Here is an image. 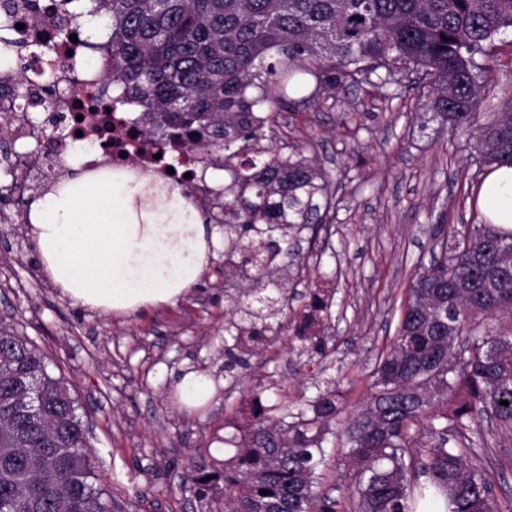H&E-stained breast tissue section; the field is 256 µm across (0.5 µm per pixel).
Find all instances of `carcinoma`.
Masks as SVG:
<instances>
[{
    "label": "carcinoma",
    "mask_w": 512,
    "mask_h": 512,
    "mask_svg": "<svg viewBox=\"0 0 512 512\" xmlns=\"http://www.w3.org/2000/svg\"><path fill=\"white\" fill-rule=\"evenodd\" d=\"M38 0H0V71L16 68L11 32ZM95 19L109 60L102 91L132 129L175 168L197 156L224 171V336L241 378L288 316V277L301 268L292 241L328 230L331 182L300 150L273 144L278 105L308 108L355 86L374 100L410 69L429 77L428 105L467 135L469 157L512 167V86L498 111L472 126L488 47L512 28V0H96L56 29L65 43ZM44 94L26 75L12 89L17 117L39 124L51 106L59 62L30 44ZM382 71L378 81L371 75ZM440 246L407 290L398 332L378 364L366 405L342 420L355 473V512H512L483 469L478 420L512 427V229L485 220L463 244ZM334 294L318 288L300 315V351L330 355L324 339ZM453 326V343L445 341ZM342 394L325 383L291 406L256 394L214 435L235 448L199 460L188 481L200 502L224 512H335L316 492L327 466L330 422ZM506 400L504 406L500 401ZM428 422L429 442L416 435ZM95 456L76 398L46 359L0 327V512H112L95 486ZM269 494L263 495L261 491Z\"/></svg>",
    "instance_id": "carcinoma-1"
}]
</instances>
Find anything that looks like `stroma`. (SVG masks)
Wrapping results in <instances>:
<instances>
[{"instance_id":"1","label":"stroma","mask_w":512,"mask_h":512,"mask_svg":"<svg viewBox=\"0 0 512 512\" xmlns=\"http://www.w3.org/2000/svg\"><path fill=\"white\" fill-rule=\"evenodd\" d=\"M494 76L481 90L482 124L491 104L512 86V29L496 42ZM427 83L403 80L395 96L369 101L363 89L341 87L308 111L275 114L278 145L302 147L336 190L329 249L305 250L294 273L289 329L267 346L232 393L192 413L179 409L171 386L182 370L219 372L224 366V291L211 262L189 294L129 317L75 305L45 276L26 225L0 223V325L47 356L80 404L96 456L97 484L112 512H224L223 500L201 505L188 489L191 464L222 457L212 443L225 419L252 393L263 404L311 392L315 382L339 380L346 409L370 393L377 361L397 333L401 305L418 267L429 265L431 228L464 231L475 212L467 194L481 180L458 144L462 135L428 106ZM313 288L334 293L326 324L330 360L297 354L290 329ZM321 493L351 512L355 469L343 440L327 448ZM499 502L512 500V431L501 429L478 451Z\"/></svg>"}]
</instances>
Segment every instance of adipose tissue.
<instances>
[{
  "label": "adipose tissue",
  "mask_w": 512,
  "mask_h": 512,
  "mask_svg": "<svg viewBox=\"0 0 512 512\" xmlns=\"http://www.w3.org/2000/svg\"><path fill=\"white\" fill-rule=\"evenodd\" d=\"M75 159L67 176L38 198L30 231L52 283L76 304L127 314L171 302L199 282L220 245L179 190L153 187L151 176L115 178L86 171ZM478 209L488 222L512 229V168L484 179ZM173 390L179 406H206L216 393L209 376L189 371Z\"/></svg>",
  "instance_id": "adipose-tissue-1"
}]
</instances>
